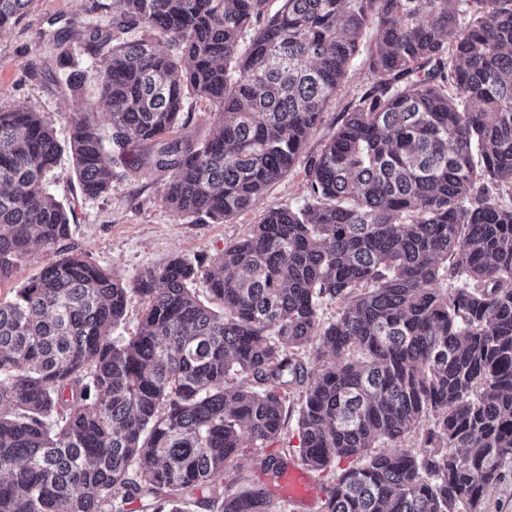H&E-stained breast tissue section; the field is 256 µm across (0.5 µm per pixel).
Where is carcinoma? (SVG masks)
Wrapping results in <instances>:
<instances>
[{
    "label": "carcinoma",
    "instance_id": "carcinoma-1",
    "mask_svg": "<svg viewBox=\"0 0 512 512\" xmlns=\"http://www.w3.org/2000/svg\"><path fill=\"white\" fill-rule=\"evenodd\" d=\"M30 2L0 0V29ZM264 3L96 2L109 19L56 39L110 127L70 116L82 193L106 195L119 165L162 172L174 214L222 224L293 169L375 34L372 82L307 161L304 205L268 206L206 273L223 314L193 288L199 263L128 287L74 249L0 301V512H184L194 491L208 512H276L224 476L278 442L293 386L304 464L362 461L323 512H476L512 459V0H284L242 52ZM191 93L220 114L203 141L181 133ZM60 152L39 113L0 112V281L69 239L74 210L44 187ZM135 295L140 331L116 344ZM322 298L341 303L327 326ZM314 337L319 367L293 352ZM258 465L274 480L288 459Z\"/></svg>",
    "mask_w": 512,
    "mask_h": 512
}]
</instances>
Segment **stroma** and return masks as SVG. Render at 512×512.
<instances>
[{
  "instance_id": "obj_1",
  "label": "stroma",
  "mask_w": 512,
  "mask_h": 512,
  "mask_svg": "<svg viewBox=\"0 0 512 512\" xmlns=\"http://www.w3.org/2000/svg\"><path fill=\"white\" fill-rule=\"evenodd\" d=\"M92 3L93 0H33L24 15L0 30V110L27 105L41 114L63 145L64 151L47 177V187L74 209L70 245L128 284L145 269L163 265L174 256L192 262L200 258L213 260L227 245L249 235L254 224L261 221L266 206L304 204L308 188L303 162L271 183L260 205L223 224H203L175 215L164 201L165 179L157 172L122 176L113 181L107 195L84 196L67 149L71 136L69 115L85 108L93 94L55 80L59 68L53 39L60 31L81 29ZM370 79L367 57L359 55L342 91L327 104L321 122L311 131L306 158L320 152L335 132L342 112L349 109ZM56 259V253L39 249L23 256L12 276L0 282V300H10L17 288ZM264 454L261 448L244 449L230 466L226 482L236 490L266 485L278 512H322V494L335 482L340 467L312 471L319 498L291 507L281 498L279 484L269 482L258 468L257 460Z\"/></svg>"
}]
</instances>
